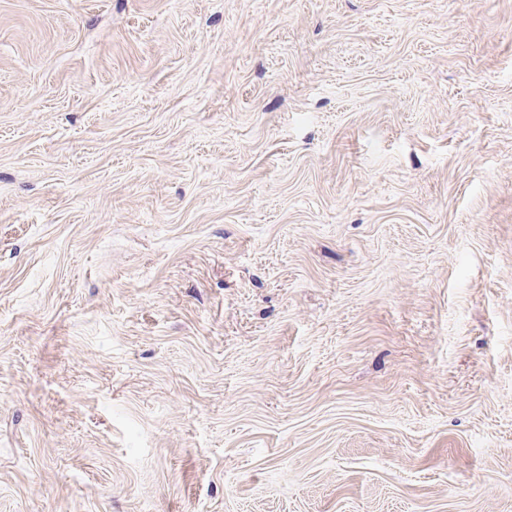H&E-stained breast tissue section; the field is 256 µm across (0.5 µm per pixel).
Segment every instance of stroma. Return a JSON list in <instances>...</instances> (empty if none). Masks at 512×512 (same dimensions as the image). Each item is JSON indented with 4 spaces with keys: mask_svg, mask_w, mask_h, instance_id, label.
I'll list each match as a JSON object with an SVG mask.
<instances>
[{
    "mask_svg": "<svg viewBox=\"0 0 512 512\" xmlns=\"http://www.w3.org/2000/svg\"><path fill=\"white\" fill-rule=\"evenodd\" d=\"M0 512H512V0H0Z\"/></svg>",
    "mask_w": 512,
    "mask_h": 512,
    "instance_id": "1",
    "label": "stroma"
}]
</instances>
